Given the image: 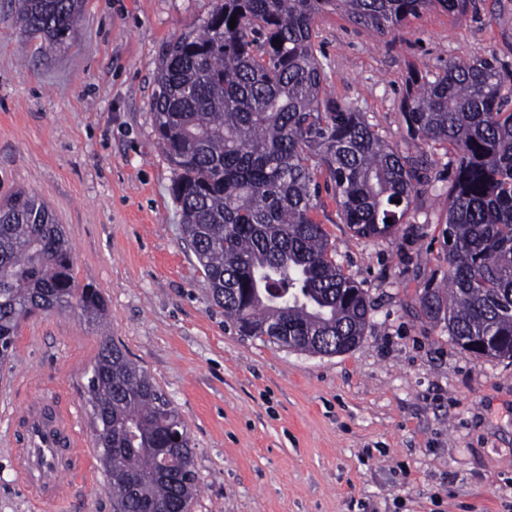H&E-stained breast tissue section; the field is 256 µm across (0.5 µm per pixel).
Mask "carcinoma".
Segmentation results:
<instances>
[{
    "mask_svg": "<svg viewBox=\"0 0 512 512\" xmlns=\"http://www.w3.org/2000/svg\"><path fill=\"white\" fill-rule=\"evenodd\" d=\"M472 0H218L199 33L171 42L152 98L170 193L213 304L242 336L313 355L364 339L372 307L336 263L314 217L321 193L362 238L392 235L428 182L355 102L326 89L315 22L344 14L378 35L423 14L467 15ZM82 0H17L16 19L47 47L74 32ZM235 27H229L231 18ZM280 43H275V40ZM512 84L491 52L412 73L402 116L412 139L453 151L443 246L448 272L418 297L423 316L474 356L512 360ZM391 223H386V219ZM105 314L79 286L47 203L18 190L0 203V363L21 318ZM113 512H190L199 491L187 424L151 376L105 343L87 386Z\"/></svg>",
    "mask_w": 512,
    "mask_h": 512,
    "instance_id": "1",
    "label": "carcinoma"
}]
</instances>
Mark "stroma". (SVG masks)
I'll use <instances>...</instances> for the list:
<instances>
[{"instance_id": "obj_1", "label": "stroma", "mask_w": 512, "mask_h": 512, "mask_svg": "<svg viewBox=\"0 0 512 512\" xmlns=\"http://www.w3.org/2000/svg\"><path fill=\"white\" fill-rule=\"evenodd\" d=\"M216 4L85 0L74 33L45 50L0 0V201L22 189L48 203L77 283L106 308L101 324L76 310L22 320L0 364V512H112L87 400L107 340L188 425L192 512H512V362L462 351L418 304L447 268V144L424 146L431 185L392 236H354L331 203L317 214L374 307L354 350L311 355L243 336L211 303L151 102L166 45ZM315 31L328 91L404 152L415 149L401 114L411 68L492 52L512 76V0H474L460 19L434 10L389 36L332 11ZM33 403L72 405L83 430L82 467L51 510L14 468L12 418Z\"/></svg>"}]
</instances>
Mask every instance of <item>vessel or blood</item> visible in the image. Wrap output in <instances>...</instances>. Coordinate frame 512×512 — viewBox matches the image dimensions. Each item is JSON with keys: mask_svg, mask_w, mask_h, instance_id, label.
I'll use <instances>...</instances> for the list:
<instances>
[{"mask_svg": "<svg viewBox=\"0 0 512 512\" xmlns=\"http://www.w3.org/2000/svg\"><path fill=\"white\" fill-rule=\"evenodd\" d=\"M17 424L22 475L37 489L59 497L65 487L63 474L75 471L77 466L80 437L74 412L57 405L51 419L46 420L34 406L22 412Z\"/></svg>", "mask_w": 512, "mask_h": 512, "instance_id": "1", "label": "vessel or blood"}]
</instances>
